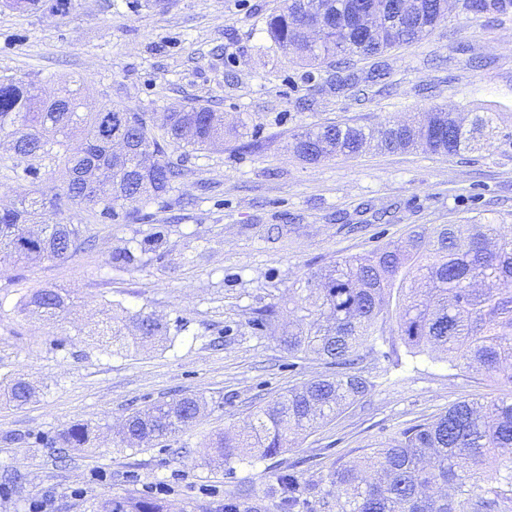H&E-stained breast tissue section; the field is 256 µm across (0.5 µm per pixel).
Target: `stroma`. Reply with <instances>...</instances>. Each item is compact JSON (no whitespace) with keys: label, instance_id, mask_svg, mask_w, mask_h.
Returning a JSON list of instances; mask_svg holds the SVG:
<instances>
[{"label":"stroma","instance_id":"35a3bbf8","mask_svg":"<svg viewBox=\"0 0 512 512\" xmlns=\"http://www.w3.org/2000/svg\"><path fill=\"white\" fill-rule=\"evenodd\" d=\"M278 0H73L67 13L0 7V73L38 75L47 95L83 77L82 99L106 97L136 112L213 105L247 132L188 154L186 174L162 202L138 204L129 224H94L96 245L62 260L0 269V379L23 377L38 393L0 403V512H91L108 496L163 498L170 512H211L240 487L261 512H280L275 476L316 489L315 512H336L329 469L369 455L448 406L498 395L500 383L415 354L398 336L366 350L371 388L283 452L234 470L215 466L207 444L246 428L289 388L331 374L324 361L288 355L253 329L254 313L279 307L294 322L297 290L345 256H364L414 230L512 215V140L459 156L371 149L319 163L286 148L314 123L374 125L438 106L494 112L512 130V12L493 19L451 11L423 41L383 53L386 86L337 90L329 64L305 66L273 48L265 20ZM162 256L111 269L112 254L158 225ZM73 297L58 326L21 308L27 292ZM154 314L185 328L161 346L114 350L92 331L111 311ZM66 348H56V340ZM204 400L201 417L151 447L120 442L125 419L145 405ZM99 438L58 458L48 439L73 424Z\"/></svg>","mask_w":512,"mask_h":512}]
</instances>
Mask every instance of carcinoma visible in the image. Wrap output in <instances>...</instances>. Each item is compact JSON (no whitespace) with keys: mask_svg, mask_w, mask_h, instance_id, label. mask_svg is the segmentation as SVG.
Returning a JSON list of instances; mask_svg holds the SVG:
<instances>
[{"mask_svg":"<svg viewBox=\"0 0 512 512\" xmlns=\"http://www.w3.org/2000/svg\"><path fill=\"white\" fill-rule=\"evenodd\" d=\"M454 6L461 13L495 17L512 0H282L268 15L273 44L292 50L308 66L337 58L336 89H351L360 78L356 59L417 43ZM322 16L320 40L310 39L307 15ZM373 17L372 31L360 35V15ZM81 82L56 98L43 95L39 82L0 74V149L8 152L14 180L24 186L9 207L0 209V267L37 260L65 259L91 242L88 225L55 223L56 206L41 190L42 170L59 174L68 200L89 212L98 224H127L134 205L159 200L183 175L169 150H203L224 139V113L197 102L178 112H133L103 101L101 111H80ZM112 115V138L131 147L112 154V141L101 134L102 112ZM493 112H448L439 107L418 114L412 123L387 120L376 126L350 123L314 125L296 133L289 149L302 161L338 155L356 157L371 147L389 152L421 150L461 155L499 136ZM165 228L113 256L119 269L157 252ZM307 295L296 301V324L279 331L277 312L269 307L250 323L278 334L292 357L315 356L336 372L293 387L260 409L248 431L221 436L209 444L227 470L236 462L264 459L288 447L289 436L305 432L362 399L370 382L353 366L361 352L386 335L385 310L395 299V332L414 353L437 352L453 366L511 386L490 401H460L434 419L401 430L376 448L360 467L329 472L336 488V512H512V225L494 221L449 224L389 242L366 257H343L308 277ZM69 295L56 288L26 294L24 310L47 322L60 320ZM138 343L158 345L182 324L153 315L132 316ZM117 317L96 335L112 342L124 338ZM36 388L22 378L0 380V402L28 404ZM203 409L197 397L153 404L125 420L124 439L152 446L195 420ZM93 429L73 424L55 438L67 448L91 445ZM269 493L282 512H313L306 485L293 473L275 477ZM251 493L224 500L223 512H255ZM98 512H167L156 497L103 498Z\"/></svg>","mask_w":512,"mask_h":512,"instance_id":"obj_1","label":"carcinoma"}]
</instances>
